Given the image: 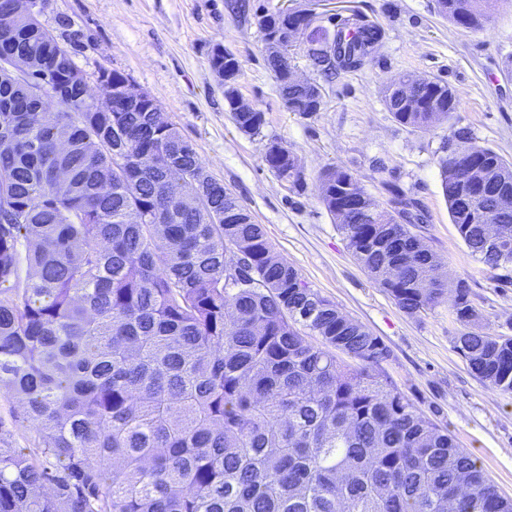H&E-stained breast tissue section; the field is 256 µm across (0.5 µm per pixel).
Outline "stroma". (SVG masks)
Masks as SVG:
<instances>
[{
    "label": "stroma",
    "mask_w": 512,
    "mask_h": 512,
    "mask_svg": "<svg viewBox=\"0 0 512 512\" xmlns=\"http://www.w3.org/2000/svg\"><path fill=\"white\" fill-rule=\"evenodd\" d=\"M48 0L41 16L54 26L68 15L84 32L72 57L94 74L119 70L156 98L209 172L263 224L270 243L302 278L388 347L383 368L423 411H435L462 448L478 459L500 491L512 496V393L474 376L453 347L460 329L447 303L410 316L358 265L319 198L318 179L329 165L345 166L378 200L382 176L398 178L424 205L419 230L442 258L448 279L466 280L479 312V330L512 336V286L467 251L448 216L438 160L451 128L470 127L479 144L512 157V0H493L484 30L466 32L440 17L435 0H326L315 26L334 31L347 19L378 24L383 37L364 64L323 83L320 112L288 111L266 63L259 19L282 0ZM221 45L240 65L244 102L266 122L249 137L235 127L224 88L210 66ZM413 73L447 82L459 109L428 130L397 123L383 103L387 78ZM299 162L297 182L278 180L265 162L271 143ZM37 429L14 398L0 395V447H38Z\"/></svg>",
    "instance_id": "35a3bbf8"
}]
</instances>
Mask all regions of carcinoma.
Segmentation results:
<instances>
[{
  "mask_svg": "<svg viewBox=\"0 0 512 512\" xmlns=\"http://www.w3.org/2000/svg\"><path fill=\"white\" fill-rule=\"evenodd\" d=\"M438 14L483 29L489 0H436ZM303 19L260 17L263 35ZM60 34L0 0V53L50 76L48 112L0 71V391L40 434L36 455L0 448V512H512L478 461L387 376L384 342L311 288L276 253L263 225L222 183L210 206L183 203L178 173L202 166L167 116L142 107L95 112L66 78L81 30ZM311 30L306 58L326 78L357 69L382 39ZM288 111H320L321 85L296 83L287 57L266 55ZM217 77L236 57L212 55ZM401 74L383 102L402 126L427 130L457 111L439 79ZM260 133L259 110L230 108ZM94 137L93 146L88 137ZM129 162L112 177V153ZM438 161L452 224L469 254L512 285V161L448 135ZM265 162L299 175L283 146ZM495 167L504 182L477 184ZM386 203L348 168L319 176L320 199L348 250L408 315L448 302L463 326L454 348L491 387L512 392V336L472 325L466 280L440 279L442 258L412 228L420 203L384 180ZM496 220V233L488 222ZM27 266L26 278L20 277Z\"/></svg>",
  "mask_w": 512,
  "mask_h": 512,
  "instance_id": "carcinoma-1",
  "label": "carcinoma"
}]
</instances>
